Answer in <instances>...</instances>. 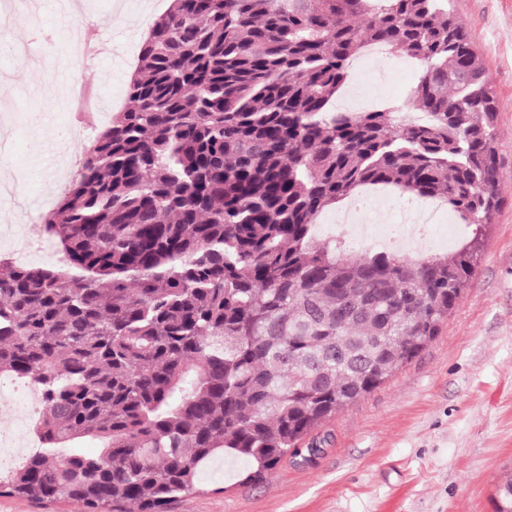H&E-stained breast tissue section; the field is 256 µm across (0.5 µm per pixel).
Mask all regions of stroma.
<instances>
[{"label":"stroma","mask_w":512,"mask_h":512,"mask_svg":"<svg viewBox=\"0 0 512 512\" xmlns=\"http://www.w3.org/2000/svg\"><path fill=\"white\" fill-rule=\"evenodd\" d=\"M483 58L499 111L501 205L483 230L474 274L427 346L372 392L310 435L321 451L287 456L264 479L239 459H217L172 512H494L512 477V0H450ZM32 52L0 69V127L12 131V174L39 207L59 161L69 78L70 21L42 12ZM409 63L367 55L351 83L371 101L405 98Z\"/></svg>","instance_id":"1"}]
</instances>
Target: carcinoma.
<instances>
[{
	"label": "carcinoma",
	"instance_id": "obj_1",
	"mask_svg": "<svg viewBox=\"0 0 512 512\" xmlns=\"http://www.w3.org/2000/svg\"><path fill=\"white\" fill-rule=\"evenodd\" d=\"M369 46L417 65L408 99L340 112ZM497 119L448 0H169L42 216L64 262L0 259V374L41 393L40 447L0 496L171 512L217 456L255 481L298 454L426 346L476 264L468 245L357 254L318 216L393 187L478 242Z\"/></svg>",
	"mask_w": 512,
	"mask_h": 512
}]
</instances>
